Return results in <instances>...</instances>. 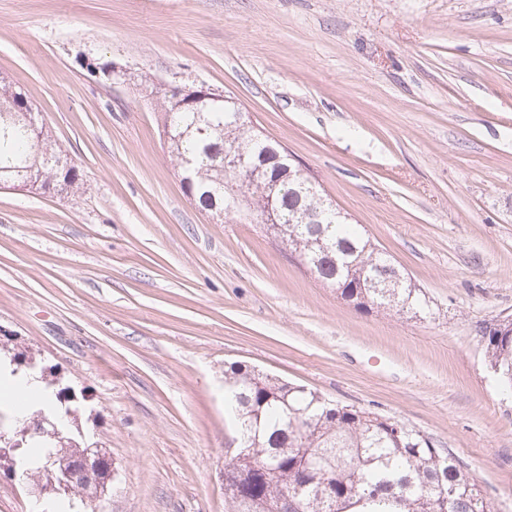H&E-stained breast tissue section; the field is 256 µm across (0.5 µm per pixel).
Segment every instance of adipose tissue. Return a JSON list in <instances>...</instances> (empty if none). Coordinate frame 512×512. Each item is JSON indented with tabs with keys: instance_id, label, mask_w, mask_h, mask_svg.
<instances>
[{
	"instance_id": "adipose-tissue-1",
	"label": "adipose tissue",
	"mask_w": 512,
	"mask_h": 512,
	"mask_svg": "<svg viewBox=\"0 0 512 512\" xmlns=\"http://www.w3.org/2000/svg\"><path fill=\"white\" fill-rule=\"evenodd\" d=\"M3 403L15 416L22 417L38 408L51 410L53 394L36 373L14 371L10 361L0 357V404Z\"/></svg>"
}]
</instances>
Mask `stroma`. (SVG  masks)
Returning a JSON list of instances; mask_svg holds the SVG:
<instances>
[{"label":"stroma","instance_id":"obj_1","mask_svg":"<svg viewBox=\"0 0 512 512\" xmlns=\"http://www.w3.org/2000/svg\"><path fill=\"white\" fill-rule=\"evenodd\" d=\"M0 77L82 174L0 189V355L74 390L75 440L117 468L98 512H230L232 363L422 432L512 512V395L478 335L512 317V0H0ZM147 77L234 98L430 315L346 302L195 208Z\"/></svg>","mask_w":512,"mask_h":512}]
</instances>
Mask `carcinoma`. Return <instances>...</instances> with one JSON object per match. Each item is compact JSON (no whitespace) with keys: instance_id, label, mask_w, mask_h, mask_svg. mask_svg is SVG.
<instances>
[{"instance_id":"cac0c4a2","label":"carcinoma","mask_w":512,"mask_h":512,"mask_svg":"<svg viewBox=\"0 0 512 512\" xmlns=\"http://www.w3.org/2000/svg\"><path fill=\"white\" fill-rule=\"evenodd\" d=\"M163 93L165 135L176 158L184 195L197 208L238 223L258 224L264 198L280 204L272 234L299 263L316 271L323 284L345 285L342 298L361 307L420 314L428 310L421 290L387 274L393 262L377 251L354 224L337 219L313 224L308 212L328 206L302 169L278 183L259 185L241 170L225 165L229 155L260 158L271 140L236 123L241 108L229 100H183ZM37 107L26 93L0 84V187L65 192L79 170L56 147ZM371 284L360 287L356 273ZM490 369L503 391L512 393V335L493 322L480 326ZM317 392L256 369L232 365L224 371V399L233 428L225 440V459L253 474L247 501L231 512H271L284 494L300 512H491L476 477L451 449L441 451L405 424L353 406H330ZM74 448L29 437L13 457L17 469L39 474L47 456L64 457Z\"/></svg>"}]
</instances>
